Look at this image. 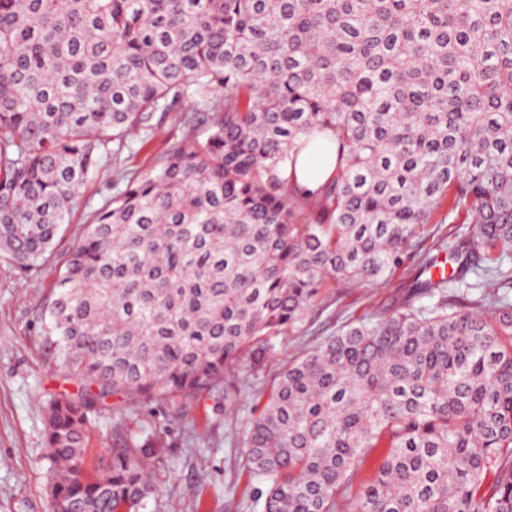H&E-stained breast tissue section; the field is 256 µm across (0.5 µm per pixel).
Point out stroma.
Segmentation results:
<instances>
[{"instance_id":"35a3bbf8","label":"stroma","mask_w":512,"mask_h":512,"mask_svg":"<svg viewBox=\"0 0 512 512\" xmlns=\"http://www.w3.org/2000/svg\"><path fill=\"white\" fill-rule=\"evenodd\" d=\"M182 132L179 123L165 118L153 135L134 142L125 168L148 169ZM122 187L115 167L100 168L81 188L68 224L38 267L23 273L0 258V512H52L45 409L50 397L76 394L78 387L41 346L42 308L63 255L90 213ZM474 230L462 215L425 225L386 284L340 288L327 283L303 321L279 337L261 371H253L244 358L228 373L229 394L201 391L144 403L112 395L91 416L86 469L100 473L109 449L134 446L144 452L157 487L145 512H263L240 440L275 377L342 326L395 312L425 258L436 254L439 237L454 239Z\"/></svg>"}]
</instances>
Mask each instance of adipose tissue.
<instances>
[{"label":"adipose tissue","instance_id":"ef3b65f1","mask_svg":"<svg viewBox=\"0 0 512 512\" xmlns=\"http://www.w3.org/2000/svg\"><path fill=\"white\" fill-rule=\"evenodd\" d=\"M336 168V147L331 133L315 134L308 145L289 163L285 172L290 185L311 194L331 179Z\"/></svg>","mask_w":512,"mask_h":512}]
</instances>
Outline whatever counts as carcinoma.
<instances>
[{"label": "carcinoma", "mask_w": 512, "mask_h": 512, "mask_svg": "<svg viewBox=\"0 0 512 512\" xmlns=\"http://www.w3.org/2000/svg\"><path fill=\"white\" fill-rule=\"evenodd\" d=\"M168 112L185 134L123 173L43 307L81 388L47 405L53 512L155 493L129 448L86 471L107 398L223 387L327 280L384 282L449 196L476 227L440 241L451 272L426 260L396 312L290 363L241 446L263 512H512V0H0V256L44 260L87 179ZM315 128L336 175L301 224L281 173ZM459 286L489 304L448 302ZM388 451L389 448L385 447L372 448L369 451L361 472L353 480L349 488V493L352 496H355L372 479Z\"/></svg>", "instance_id": "carcinoma-1"}]
</instances>
